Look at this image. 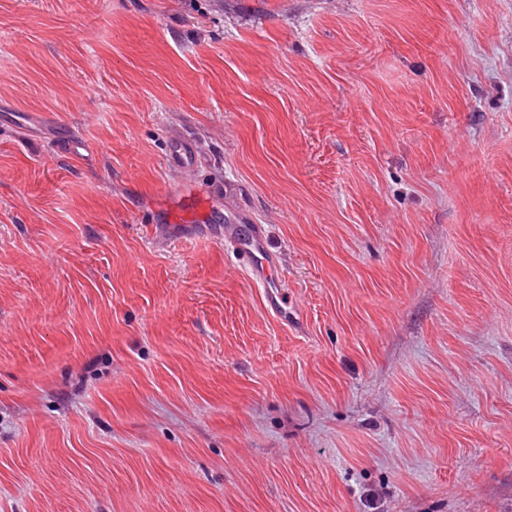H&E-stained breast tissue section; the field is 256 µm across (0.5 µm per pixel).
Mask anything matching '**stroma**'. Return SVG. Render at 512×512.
<instances>
[{
  "label": "stroma",
  "instance_id": "obj_1",
  "mask_svg": "<svg viewBox=\"0 0 512 512\" xmlns=\"http://www.w3.org/2000/svg\"><path fill=\"white\" fill-rule=\"evenodd\" d=\"M0 512H512V0H0ZM189 145L187 141L175 142L170 149L168 163L180 167H194L199 161V156L192 148L190 150ZM196 195V192L184 194L177 217L173 220L170 216H167L165 217L166 221L169 224H200L198 222H204L199 216L204 208L210 211L211 206L207 202H199ZM233 252L237 253L252 272L257 282H262L267 288L266 298L269 308L280 318L288 319V309L283 302V293L271 286L267 278L270 270V259L266 242L261 234H254L245 240H231Z\"/></svg>",
  "mask_w": 512,
  "mask_h": 512
}]
</instances>
